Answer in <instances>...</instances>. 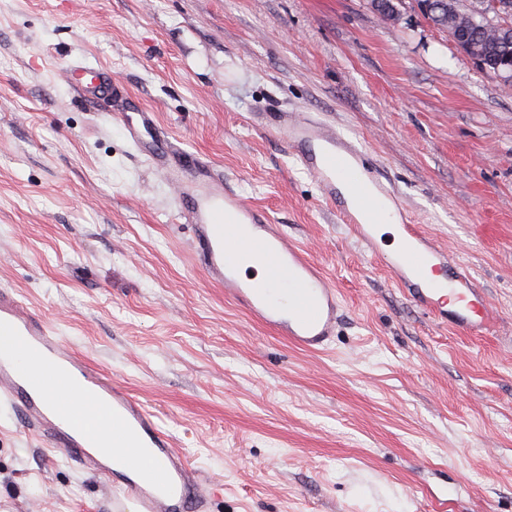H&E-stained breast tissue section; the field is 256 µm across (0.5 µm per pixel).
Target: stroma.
<instances>
[{
  "label": "stroma",
  "mask_w": 512,
  "mask_h": 512,
  "mask_svg": "<svg viewBox=\"0 0 512 512\" xmlns=\"http://www.w3.org/2000/svg\"><path fill=\"white\" fill-rule=\"evenodd\" d=\"M84 57L220 166L328 273L335 342L295 349L224 299L148 162L60 72ZM346 128L470 269L497 325H438L252 112ZM0 283L156 412L210 512H512V82L369 0H0ZM0 404V512H109Z\"/></svg>",
  "instance_id": "35a3bbf8"
}]
</instances>
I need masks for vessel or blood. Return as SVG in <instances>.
I'll return each instance as SVG.
<instances>
[{
    "label": "vessel or blood",
    "mask_w": 512,
    "mask_h": 512,
    "mask_svg": "<svg viewBox=\"0 0 512 512\" xmlns=\"http://www.w3.org/2000/svg\"><path fill=\"white\" fill-rule=\"evenodd\" d=\"M63 80L79 97L112 100V121L142 153L190 225L206 275L226 300L295 345L313 351L336 335L339 293L308 250L291 240L265 209L225 187L211 160L167 137L154 111L133 106L128 92L101 67L80 58ZM263 134L285 143L335 205L338 221L397 286L434 320L467 334L490 332L493 309L465 266L423 232L399 192L385 184L365 149L340 127L301 112H254ZM399 243L381 247L382 229ZM259 274L246 272L245 264ZM0 402L23 428L47 445L69 451L79 467L108 478L112 512H207L209 497L155 413L78 358L56 329L0 285Z\"/></svg>",
    "instance_id": "vessel-or-blood-1"
}]
</instances>
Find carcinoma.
<instances>
[{"mask_svg":"<svg viewBox=\"0 0 512 512\" xmlns=\"http://www.w3.org/2000/svg\"><path fill=\"white\" fill-rule=\"evenodd\" d=\"M471 0L463 14L450 17L438 8L423 15L434 27L448 32L457 45L468 42L476 45L486 63V73H494V65L512 59V0ZM403 0H370L371 8L389 19L397 17Z\"/></svg>","mask_w":512,"mask_h":512,"instance_id":"1","label":"carcinoma"}]
</instances>
